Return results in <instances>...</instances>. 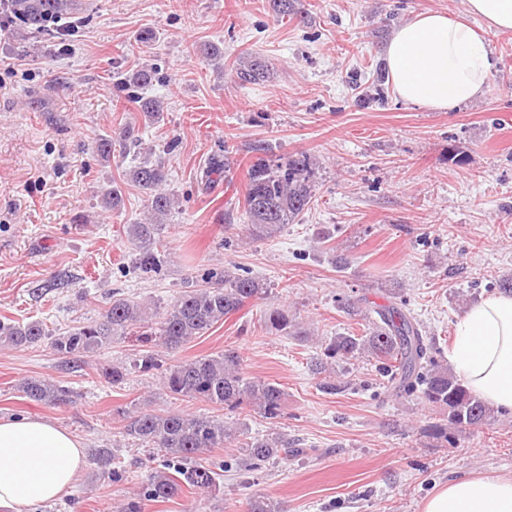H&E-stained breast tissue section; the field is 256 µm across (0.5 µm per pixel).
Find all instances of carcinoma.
<instances>
[{
	"label": "carcinoma",
	"mask_w": 512,
	"mask_h": 512,
	"mask_svg": "<svg viewBox=\"0 0 512 512\" xmlns=\"http://www.w3.org/2000/svg\"><path fill=\"white\" fill-rule=\"evenodd\" d=\"M82 9L80 0H8L0 22L6 28L32 30L59 40L61 32L54 21ZM234 69L243 83H258L270 75L266 60L249 53L237 58ZM154 80V71L139 68L116 85L117 92L137 104L152 121L160 118L163 105L156 99L141 96L140 90ZM117 146L123 150L139 146L134 130L123 129L117 140L102 136L95 141L94 150L108 162ZM126 176L145 194L146 208L154 218L152 222L128 226L135 264L143 275L155 276L166 263L165 252L159 250L162 225L158 221L170 214L176 198L165 190L167 173L158 163L145 160L131 168ZM315 194L309 156L294 153L275 160L257 157L250 161L243 209L251 235L260 239L276 237L285 225L294 223L310 207ZM263 293L262 284L249 276L212 269L204 274L201 282L179 294L161 311L149 316L140 303L119 298L112 301L101 319L69 328L54 338L51 346L62 355L96 354L115 337L133 330L143 336L146 344L154 342L167 350H176ZM376 315L365 334L357 336L350 332L332 337L324 348V358L315 362V371H326L330 359L349 360L369 354L382 360L381 374L389 377L395 393L407 396L416 393L422 403L448 409V425L454 430L462 433L490 422L491 409L449 372L448 367L429 355L425 337L416 322L395 307L379 309ZM263 326L275 335H308L285 310L267 313ZM49 336L51 333L39 321L20 324L0 320V344L4 346L29 347ZM131 369L160 372L164 389L175 400H198L229 410L247 402L272 424L280 418L283 408L284 390L275 382L246 378L239 356L230 350L174 363L163 361L154 350H144L132 361ZM22 392L34 402L52 406L71 402L73 394L65 386L36 378L24 381ZM124 433L131 440L156 449L162 463L149 475L142 499L130 500L123 512H142V500L164 502L185 488L204 496L215 492L220 472L225 469L224 461H196L200 454L215 448L240 449L245 467L253 471L271 460L286 462L305 452L278 431L253 436L245 426L230 428L218 418L179 411H134L128 414ZM93 461L102 474L123 478L112 449H94ZM247 512H279V508L270 499L255 495L247 502Z\"/></svg>",
	"instance_id": "carcinoma-1"
}]
</instances>
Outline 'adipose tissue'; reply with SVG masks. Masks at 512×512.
Masks as SVG:
<instances>
[{
    "mask_svg": "<svg viewBox=\"0 0 512 512\" xmlns=\"http://www.w3.org/2000/svg\"><path fill=\"white\" fill-rule=\"evenodd\" d=\"M467 12L464 19L420 13L394 33L385 55L402 101L449 112L484 94L496 60L468 19L512 30V0H467ZM448 360L486 404L512 411V293H491L458 317ZM86 465L79 439L54 421L0 418V512H32L73 496ZM422 512H512V478L450 479Z\"/></svg>",
    "mask_w": 512,
    "mask_h": 512,
    "instance_id": "obj_1",
    "label": "adipose tissue"
}]
</instances>
